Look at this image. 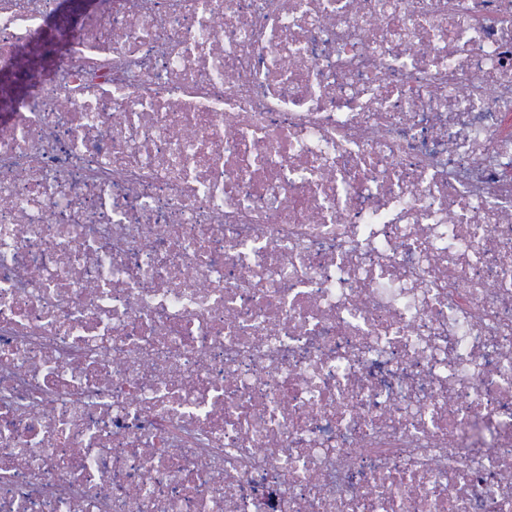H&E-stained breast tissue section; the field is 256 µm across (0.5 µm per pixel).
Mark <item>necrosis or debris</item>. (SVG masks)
Returning a JSON list of instances; mask_svg holds the SVG:
<instances>
[{
    "mask_svg": "<svg viewBox=\"0 0 512 512\" xmlns=\"http://www.w3.org/2000/svg\"><path fill=\"white\" fill-rule=\"evenodd\" d=\"M0 512H512V0H0Z\"/></svg>",
    "mask_w": 512,
    "mask_h": 512,
    "instance_id": "necrosis-or-debris-1",
    "label": "necrosis or debris"
}]
</instances>
